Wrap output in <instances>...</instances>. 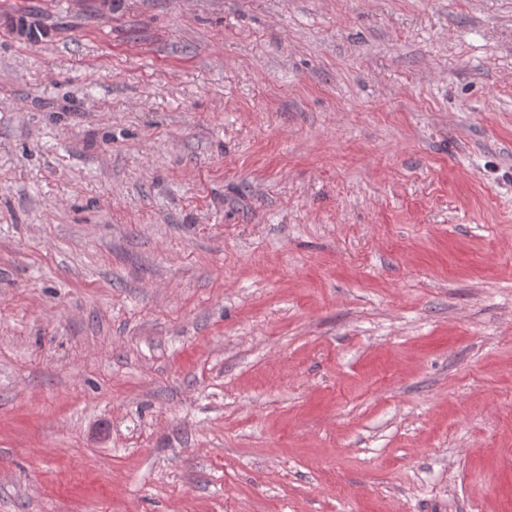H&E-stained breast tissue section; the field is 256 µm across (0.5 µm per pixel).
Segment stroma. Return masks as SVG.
Returning <instances> with one entry per match:
<instances>
[{
    "instance_id": "stroma-1",
    "label": "stroma",
    "mask_w": 512,
    "mask_h": 512,
    "mask_svg": "<svg viewBox=\"0 0 512 512\" xmlns=\"http://www.w3.org/2000/svg\"><path fill=\"white\" fill-rule=\"evenodd\" d=\"M0 512H512V0H0Z\"/></svg>"
}]
</instances>
